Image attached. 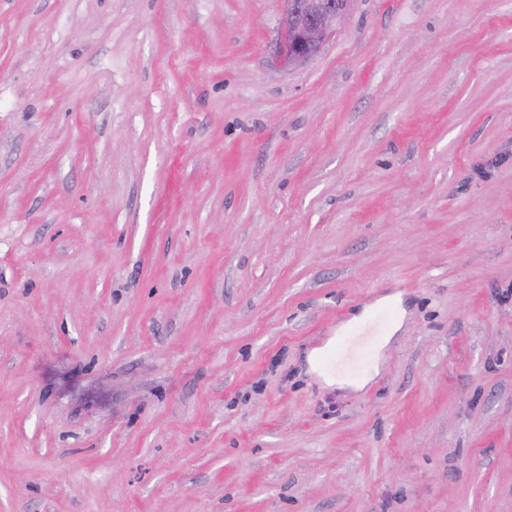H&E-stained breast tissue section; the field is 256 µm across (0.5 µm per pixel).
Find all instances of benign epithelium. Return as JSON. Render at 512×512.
<instances>
[{
  "mask_svg": "<svg viewBox=\"0 0 512 512\" xmlns=\"http://www.w3.org/2000/svg\"><path fill=\"white\" fill-rule=\"evenodd\" d=\"M281 34L273 53L283 65H297L314 55L336 32L344 12L332 0H283Z\"/></svg>",
  "mask_w": 512,
  "mask_h": 512,
  "instance_id": "7a95c632",
  "label": "benign epithelium"
}]
</instances>
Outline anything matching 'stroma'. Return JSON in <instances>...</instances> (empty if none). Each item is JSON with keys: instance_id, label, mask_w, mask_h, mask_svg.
Instances as JSON below:
<instances>
[{"instance_id": "stroma-1", "label": "stroma", "mask_w": 512, "mask_h": 512, "mask_svg": "<svg viewBox=\"0 0 512 512\" xmlns=\"http://www.w3.org/2000/svg\"><path fill=\"white\" fill-rule=\"evenodd\" d=\"M282 9L0 0V512H512V0ZM284 9L281 34L273 53L283 65H297L314 55L324 41L336 32L344 12L336 13V3L330 0H282ZM306 16L307 21L292 29L289 20ZM379 321L364 330L358 337H348L336 344L334 351L327 356L326 367L335 368L337 365L355 366L366 358L371 336H375Z\"/></svg>"}]
</instances>
